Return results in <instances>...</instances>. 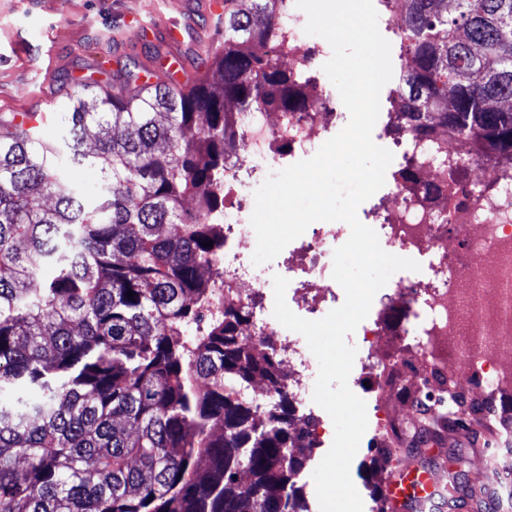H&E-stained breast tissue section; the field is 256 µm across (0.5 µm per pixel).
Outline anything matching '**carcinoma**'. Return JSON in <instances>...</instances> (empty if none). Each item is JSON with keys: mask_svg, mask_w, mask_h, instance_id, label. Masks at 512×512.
I'll list each match as a JSON object with an SVG mask.
<instances>
[{"mask_svg": "<svg viewBox=\"0 0 512 512\" xmlns=\"http://www.w3.org/2000/svg\"><path fill=\"white\" fill-rule=\"evenodd\" d=\"M400 2L394 133L444 127L512 161V0ZM287 8L224 0L204 74L84 82L53 140L0 118V512H309L313 444L274 343L241 335L247 314L212 289L235 115L303 112L315 85L267 50ZM78 166L101 174L92 213Z\"/></svg>", "mask_w": 512, "mask_h": 512, "instance_id": "carcinoma-1", "label": "carcinoma"}]
</instances>
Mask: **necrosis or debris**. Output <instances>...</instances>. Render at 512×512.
Masks as SVG:
<instances>
[{
  "mask_svg": "<svg viewBox=\"0 0 512 512\" xmlns=\"http://www.w3.org/2000/svg\"><path fill=\"white\" fill-rule=\"evenodd\" d=\"M282 39L289 69L303 75L328 52L327 44L312 43L293 10L283 18ZM237 118L241 147L224 171V268L216 286L247 312L244 336L274 342L289 395L307 404L318 362L304 337L273 316L272 278L252 262L250 216L253 193L266 178L317 151L344 120L320 89L305 111L241 112ZM397 144L416 181L393 177L383 212L367 225L386 252L422 262L424 272L394 278L379 290L359 334L366 374L381 377L393 367L410 381L416 421L422 409L454 404L451 393L432 396V379L454 390L473 383L486 395L512 379V163L475 159L471 140L450 130L432 141L401 138ZM349 234L345 224L313 223L274 259L278 275L289 281L288 306L296 315L317 320L338 303L333 253ZM386 334L396 338L400 354L375 361V339Z\"/></svg>",
  "mask_w": 512,
  "mask_h": 512,
  "instance_id": "obj_1",
  "label": "necrosis or debris"
}]
</instances>
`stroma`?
<instances>
[{
    "label": "stroma",
    "mask_w": 512,
    "mask_h": 512,
    "mask_svg": "<svg viewBox=\"0 0 512 512\" xmlns=\"http://www.w3.org/2000/svg\"><path fill=\"white\" fill-rule=\"evenodd\" d=\"M198 0H0V116L15 112H43L45 138L58 133L68 96L79 79L89 76V57L99 50H113L127 34L126 16L138 12L143 20L158 19L180 28L184 16L195 18L209 44L195 51L192 39H184L179 52H170L147 35L139 48L114 53L107 73L124 71L131 61L150 67L156 78L177 73L178 58L186 56L190 75L208 66L216 47L224 40V24L197 9ZM351 390L369 404L384 405L391 427L377 431L368 426L351 464V477L366 512L397 466L392 449L414 452L420 465L436 477L442 496L424 512H512V442L501 433L512 425V387L495 400L498 419L491 424L472 423L461 432L414 443L393 431L406 418L408 388L398 373L367 382L360 369L349 377ZM300 416L321 421L325 429L320 446L305 463L300 484L311 512H320L312 474L334 437L330 416L318 405L300 409Z\"/></svg>",
    "instance_id": "35a3bbf8"
}]
</instances>
